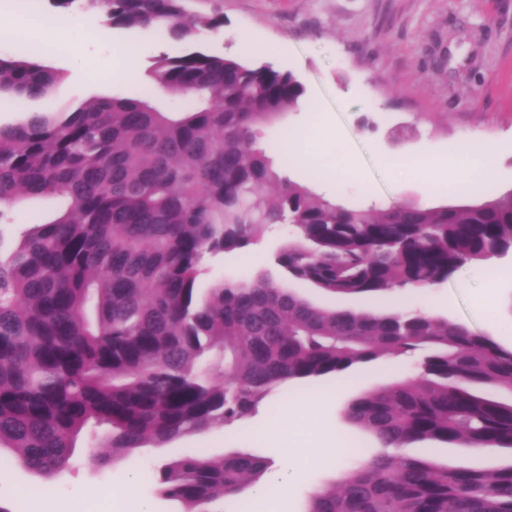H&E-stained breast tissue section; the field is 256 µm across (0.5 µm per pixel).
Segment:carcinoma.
Returning <instances> with one entry per match:
<instances>
[{
	"label": "carcinoma",
	"instance_id": "carcinoma-1",
	"mask_svg": "<svg viewBox=\"0 0 512 512\" xmlns=\"http://www.w3.org/2000/svg\"><path fill=\"white\" fill-rule=\"evenodd\" d=\"M189 0H81L116 29L162 27L188 43L224 26ZM150 80L186 101L102 98L0 125V224L20 198L63 201L0 256V449L50 478L85 430L118 461L256 412L274 388L422 353L415 375L351 402L346 418L383 451L304 512H512V464L448 467L415 443L512 449V347L446 317L325 308L269 271L199 286L207 259L294 239L275 264L327 296L432 288L512 251V190L474 204L346 207L274 168L262 130L297 106L296 76L220 53H162ZM61 74L0 57V109L46 99ZM269 468L253 454L191 451L149 472L183 512L238 504Z\"/></svg>",
	"mask_w": 512,
	"mask_h": 512
}]
</instances>
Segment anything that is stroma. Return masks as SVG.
I'll list each match as a JSON object with an SVG mask.
<instances>
[{
    "label": "stroma",
    "instance_id": "obj_1",
    "mask_svg": "<svg viewBox=\"0 0 512 512\" xmlns=\"http://www.w3.org/2000/svg\"><path fill=\"white\" fill-rule=\"evenodd\" d=\"M224 27L202 32L200 49L230 54L244 32L256 34L260 46L249 61L272 63L298 74L305 93L280 124L266 128L265 141L282 130L307 129L312 150L348 158L354 174L336 181H311L310 163L291 158L292 179L310 183L320 194L349 206L386 208L418 202L430 207L482 201V192H431L419 175L403 177L390 164L396 156H437L456 164L460 147L472 137L493 135L498 142L497 191L512 190V0H221ZM46 10V0H0V53L14 54L9 41L26 38L43 45L42 61L63 74L52 94L56 105L91 103L101 98L133 97L151 89L154 98L178 108L182 99L152 87L148 72L160 54L176 56L185 46L168 39L158 27L131 31L110 28L103 17L77 7L60 11L69 23L60 43L51 45L43 30L27 20L28 8ZM279 43L276 57L263 45ZM118 44L135 46L139 70L131 73L112 63ZM104 75L105 84L93 82ZM61 206L54 197L26 198L13 209L11 223L0 226V244L11 247L23 231L45 222ZM292 236L288 224L269 227L260 243L234 255L208 260L201 287L225 277L249 280L261 269H273L279 247ZM489 266L469 263L448 280L423 290L408 288L400 296L335 298L304 288L305 296L327 307H360L377 313L395 304L463 323L470 330L512 346V259ZM417 358L379 361L339 378L316 384L284 385L260 404L256 415L228 428L175 439L160 448H138L114 465L92 462L90 432L76 441L72 469L52 478L25 470L10 452L0 453V502L13 512H85L88 504L111 500L112 512H179L174 501L156 498L146 476L152 465L198 448L213 456L233 452L266 457L282 466L291 433H269L267 420L287 416L309 395L322 399L315 426L306 437L322 433L325 467H305L288 497L287 512H303L309 494L340 482L353 458L345 444L358 446L364 458L380 450L376 437L350 423L346 406L393 381L414 374ZM437 462L451 467H494L512 461V450L485 452L460 446H438ZM139 481L136 502L121 499L130 471Z\"/></svg>",
    "mask_w": 512,
    "mask_h": 512
}]
</instances>
